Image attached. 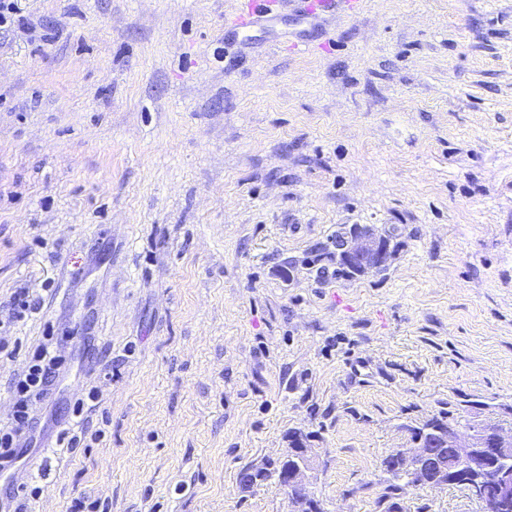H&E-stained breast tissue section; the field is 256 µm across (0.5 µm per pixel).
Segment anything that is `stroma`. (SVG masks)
Wrapping results in <instances>:
<instances>
[{
	"label": "stroma",
	"mask_w": 512,
	"mask_h": 512,
	"mask_svg": "<svg viewBox=\"0 0 512 512\" xmlns=\"http://www.w3.org/2000/svg\"><path fill=\"white\" fill-rule=\"evenodd\" d=\"M17 6L0 310L42 308L10 328L0 424L51 329L90 337L57 403L105 432L24 449L22 512H290L242 474L292 431L323 512H481L456 486L387 498L382 461L462 398L512 406V0L288 6L248 42L238 0ZM355 224L388 265L320 280L306 257ZM301 1L300 8L297 11L302 19L316 17L319 14L333 12L345 8H352L355 0H293ZM28 291L22 289L21 291L15 292L11 302V315L9 316V322L14 323L23 320L30 314L36 313L38 306L36 300L30 298Z\"/></svg>",
	"instance_id": "stroma-1"
}]
</instances>
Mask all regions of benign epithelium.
I'll return each instance as SVG.
<instances>
[{
	"instance_id": "benign-epithelium-1",
	"label": "benign epithelium",
	"mask_w": 512,
	"mask_h": 512,
	"mask_svg": "<svg viewBox=\"0 0 512 512\" xmlns=\"http://www.w3.org/2000/svg\"><path fill=\"white\" fill-rule=\"evenodd\" d=\"M336 250L343 261L356 269L369 271L386 266L390 258L388 241L368 226L340 238ZM446 441L455 449V472L448 478V471L425 478L426 460L431 449ZM390 455L399 458L406 471L408 486L419 487L428 482L431 487L462 485L479 501L484 512H512V430L497 429L486 439L463 435L454 428L435 435L410 439ZM316 449L302 438L294 439L289 448V465L278 473L276 484L283 488L292 502L308 497L307 485L311 473L316 470Z\"/></svg>"
}]
</instances>
